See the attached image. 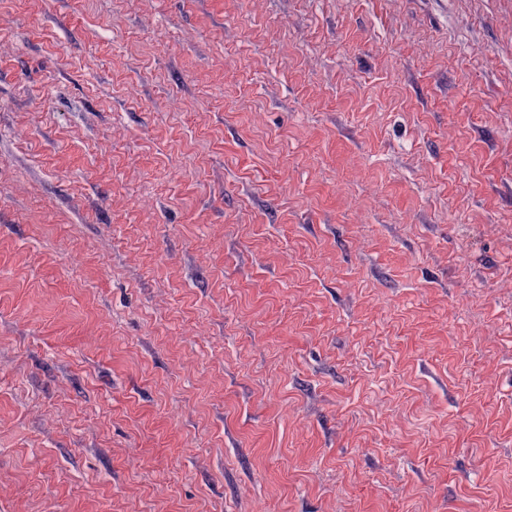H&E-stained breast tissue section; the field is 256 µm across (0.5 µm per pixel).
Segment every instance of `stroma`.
Here are the masks:
<instances>
[{
	"label": "stroma",
	"mask_w": 512,
	"mask_h": 512,
	"mask_svg": "<svg viewBox=\"0 0 512 512\" xmlns=\"http://www.w3.org/2000/svg\"><path fill=\"white\" fill-rule=\"evenodd\" d=\"M260 505L512 512V0H0V512Z\"/></svg>",
	"instance_id": "stroma-1"
}]
</instances>
